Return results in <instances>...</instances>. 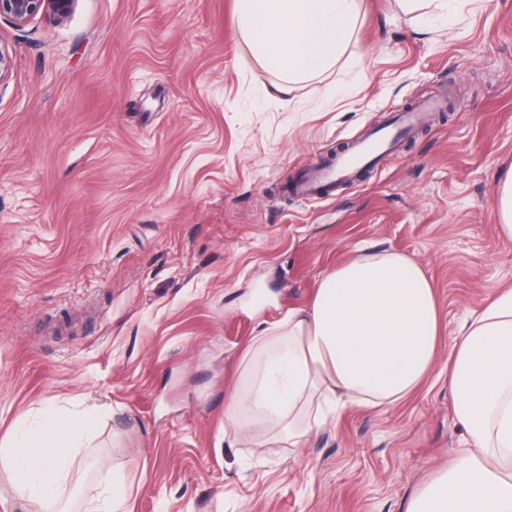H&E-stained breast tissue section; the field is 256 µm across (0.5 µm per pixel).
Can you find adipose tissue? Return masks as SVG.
<instances>
[{
	"instance_id": "adipose-tissue-1",
	"label": "adipose tissue",
	"mask_w": 512,
	"mask_h": 512,
	"mask_svg": "<svg viewBox=\"0 0 512 512\" xmlns=\"http://www.w3.org/2000/svg\"><path fill=\"white\" fill-rule=\"evenodd\" d=\"M364 0H235L238 27L260 63L281 76L275 98L294 104L304 77L344 52ZM439 309L412 257L367 252L325 272L312 301L255 337L248 385L224 405V422L256 421L299 447L350 407L380 408L414 393L436 368L448 372L465 446L425 483L407 512H512V284L462 321L439 363ZM93 417L47 415L0 448V469L33 498L52 501L66 442Z\"/></svg>"
}]
</instances>
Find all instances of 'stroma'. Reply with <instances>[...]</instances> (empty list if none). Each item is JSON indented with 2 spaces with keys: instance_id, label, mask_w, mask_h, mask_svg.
<instances>
[{
  "instance_id": "35a3bbf8",
  "label": "stroma",
  "mask_w": 512,
  "mask_h": 512,
  "mask_svg": "<svg viewBox=\"0 0 512 512\" xmlns=\"http://www.w3.org/2000/svg\"><path fill=\"white\" fill-rule=\"evenodd\" d=\"M359 49L269 95L235 0H75L0 18V445L43 411L97 410L61 504L100 470L125 512H406L462 446L447 377L350 409L301 447L234 434L259 328L357 249L429 273L447 362L462 316L512 282L496 175L512 167V0H366ZM448 106L360 180L299 200L306 169L388 112Z\"/></svg>"
}]
</instances>
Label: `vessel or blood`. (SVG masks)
Listing matches in <instances>:
<instances>
[{
	"label": "vessel or blood",
	"mask_w": 512,
	"mask_h": 512,
	"mask_svg": "<svg viewBox=\"0 0 512 512\" xmlns=\"http://www.w3.org/2000/svg\"><path fill=\"white\" fill-rule=\"evenodd\" d=\"M443 100H427L410 110L397 111L385 126L356 140L350 148L315 164L292 187L293 193L308 199L333 195L337 187L359 178L397 143L420 126L427 113L442 108Z\"/></svg>",
	"instance_id": "obj_1"
}]
</instances>
